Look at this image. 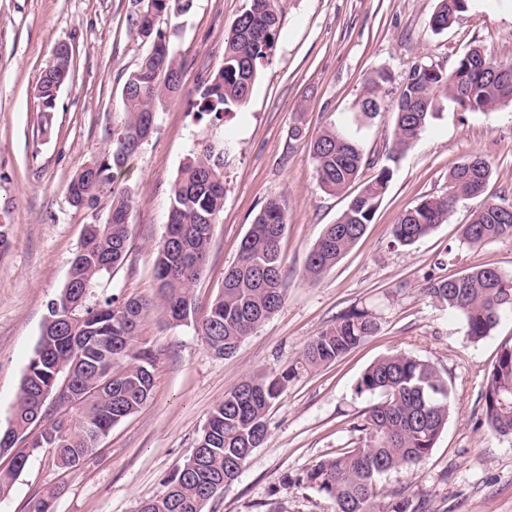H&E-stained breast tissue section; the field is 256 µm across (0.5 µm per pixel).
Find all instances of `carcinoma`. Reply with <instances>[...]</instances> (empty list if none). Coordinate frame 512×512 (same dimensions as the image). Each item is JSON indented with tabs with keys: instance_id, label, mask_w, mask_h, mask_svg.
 <instances>
[{
	"instance_id": "cac0c4a2",
	"label": "carcinoma",
	"mask_w": 512,
	"mask_h": 512,
	"mask_svg": "<svg viewBox=\"0 0 512 512\" xmlns=\"http://www.w3.org/2000/svg\"><path fill=\"white\" fill-rule=\"evenodd\" d=\"M193 0H144L132 19V32L147 46L138 67L122 89L119 120L109 134L107 151L80 169L69 181V204L96 207L100 193L112 185L115 173L147 140L151 118L163 103L181 91L182 63L170 36L153 18L185 14ZM468 8L467 0H438L430 19L433 30L448 29ZM278 0H249L224 40L223 63L207 82L196 112L216 125L224 114L248 99L259 71L269 61L280 34ZM72 55H55L38 86L40 133H48L51 112L71 75ZM501 64L473 48L445 72L431 65L416 66L395 95L394 151L410 147L450 100L465 112H490L512 104V78L497 74ZM388 75L375 72L369 92L358 104L359 117L380 115ZM225 142L204 139L199 150L180 167L170 189L165 234L154 263V299L116 302L94 296L96 284L126 261L134 200L112 189V220L92 224L70 266L67 282L49 305L34 354L21 379L14 407V428L0 433V448L14 452L12 467L0 472V498L29 458L44 449L59 468H74L99 447L112 427L138 413L154 388L156 354L141 335L150 310L168 323H190L219 356H228L240 342L280 308L286 276L280 242L288 219L277 197L266 200L244 237L237 262L224 273V284L213 301L199 309L192 286L203 271L213 226L224 210ZM311 155L318 187L345 193L357 182L367 161L344 130L330 127L312 141ZM491 175L485 159L474 155L448 174V195L426 199L407 210L393 226V243L411 246L446 221L454 204L480 195ZM393 170L382 165L376 177L350 199L336 223L327 225L308 254L305 267L311 280L321 278L357 243L371 223ZM512 236V214L488 202L463 225L464 244L479 247ZM439 303L463 316L466 335L478 342L512 313V278L493 267L475 268L460 277L428 286ZM377 317L365 309L351 310L326 326L304 348L301 361L279 374H256L224 395L211 410L196 447L202 469L178 467L163 491L147 499L150 512H204L215 497L214 476L224 485L241 474L252 452L268 435L267 413L299 370L336 361L369 336L377 334ZM112 369L105 385L99 373ZM358 394L379 395L367 411L354 448L322 458L297 478L332 501L335 512H423L419 503L401 495L386 499L382 479L393 470L412 469L424 461L448 423L452 402L447 380L428 361L392 353L368 366L355 385ZM485 423L493 436H512V345L501 347L486 378L483 395ZM56 492L30 501L28 512H53Z\"/></svg>"
}]
</instances>
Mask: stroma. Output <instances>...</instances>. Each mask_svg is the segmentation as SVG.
<instances>
[{
  "label": "stroma",
  "mask_w": 512,
  "mask_h": 512,
  "mask_svg": "<svg viewBox=\"0 0 512 512\" xmlns=\"http://www.w3.org/2000/svg\"><path fill=\"white\" fill-rule=\"evenodd\" d=\"M247 0H194L164 29L184 63L181 94L160 110L143 148L130 158L118 188L134 199L129 253L104 278L99 296L119 301L153 297V266L165 231L170 188L180 166L205 137L228 140L224 211L206 266L194 287L199 306L218 294L248 228L264 202L284 198L288 227L281 240L287 290L281 307L219 357L192 327L152 313L142 333L157 353L149 402L115 425L77 468L57 469L47 452L34 454L0 512H27L28 503L56 491L55 512H135L160 493L191 455L212 407L246 377L294 365L306 344L349 310L377 315L380 331L335 362L300 372L271 406L268 438L238 479L205 512H334L333 503L297 483L313 462L355 447L358 421L376 396L355 383L376 359L394 352L432 363L448 380L454 407L432 453L414 469L382 480L384 493L422 503L425 512H512V438H496L483 423L486 375L502 346L512 345V315L491 335L471 342L460 314L432 299L430 282L494 267L512 276V236L471 248L461 229L484 203L512 205V105L486 113L447 103L407 150L392 151V106L360 124L354 114L370 76L386 71L390 91L417 65L451 70L475 46L512 63V0H469L448 30L430 26L437 0H280L281 32L271 62L245 105L220 127L198 119L192 105L223 61L224 39ZM135 0H0V224L11 247L0 260V431L9 426L20 381L33 355L48 306L68 278L85 225L105 223L110 193L93 210L69 205L72 176L103 155L121 110L128 74L146 52L129 28ZM73 50L70 81L42 135L36 87L55 48ZM302 116L306 132L290 129ZM337 126L376 165L393 171L386 193L357 244L319 280L305 273L308 252L349 199L316 182L310 140ZM491 166L483 193L458 201L446 222L409 247H393L392 227L422 200L445 195L448 172L471 155Z\"/></svg>",
  "instance_id": "stroma-1"
}]
</instances>
